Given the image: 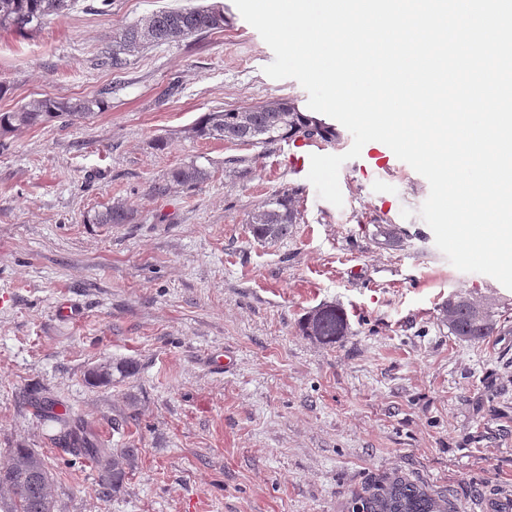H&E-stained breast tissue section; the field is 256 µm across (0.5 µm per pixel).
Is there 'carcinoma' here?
I'll return each mask as SVG.
<instances>
[{
  "label": "carcinoma",
  "instance_id": "1",
  "mask_svg": "<svg viewBox=\"0 0 512 512\" xmlns=\"http://www.w3.org/2000/svg\"><path fill=\"white\" fill-rule=\"evenodd\" d=\"M77 0H0V28L16 31L36 30L48 21L67 14ZM224 28V11L214 13L208 6H184L159 10L146 16L112 37L102 51L103 63L122 69L129 58L148 46L179 42L192 36ZM107 107L104 93L75 100L37 98L9 112H0V134L19 128H32L56 119L76 121L88 118ZM326 142L335 131L324 123L298 112L293 104L281 99L271 103L213 111L204 114L185 134L195 139L239 141L269 145L280 140L308 138L312 132ZM208 171L192 161L173 170L167 181L154 186L162 195L175 184L194 187L203 182ZM131 214L120 207H109L96 213L93 224H126ZM299 213L286 194H275L249 216L252 236L275 245L288 238L298 223ZM376 237L381 244L402 247L401 231L390 225L378 226ZM441 322L448 332L464 342H480L494 333L501 323L495 299L475 300L466 293L448 297L440 307ZM299 331L309 339L334 346L348 333L347 317L334 304H323L305 313ZM26 401L45 421L54 423V440L70 454L93 460L99 471L102 490L119 492L127 471L135 466L132 448H106L92 440L84 422L68 414H49L42 398L27 393ZM53 475L44 457L34 448H11L7 460L0 464V512H57L52 493ZM348 512H457L445 495H439L405 476L393 474L354 494Z\"/></svg>",
  "mask_w": 512,
  "mask_h": 512
}]
</instances>
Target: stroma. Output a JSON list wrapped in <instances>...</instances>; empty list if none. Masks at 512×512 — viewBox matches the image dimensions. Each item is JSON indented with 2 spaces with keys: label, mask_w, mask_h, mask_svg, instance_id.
Instances as JSON below:
<instances>
[{
  "label": "stroma",
  "mask_w": 512,
  "mask_h": 512,
  "mask_svg": "<svg viewBox=\"0 0 512 512\" xmlns=\"http://www.w3.org/2000/svg\"><path fill=\"white\" fill-rule=\"evenodd\" d=\"M205 0H77L25 34L0 29V112L45 96L107 91L105 111L0 136V456L34 448L60 512H345L352 495L397 473L458 512H512V290L457 270L419 215L428 181L371 141L340 168L342 206L321 199L294 155L348 151L298 138L267 147L193 140L213 110L308 94L264 68L270 47L233 3L224 27L151 46L115 71L101 51L125 26ZM197 162L207 179L158 196ZM287 192L291 236L258 242L247 219ZM120 206L127 224H95ZM406 236L377 244L378 225ZM494 298L501 327L451 336L449 294ZM334 303L350 332L324 346L300 318ZM133 362L108 385L97 364ZM81 415L137 464L116 494L58 448L22 400Z\"/></svg>",
  "instance_id": "obj_1"
}]
</instances>
